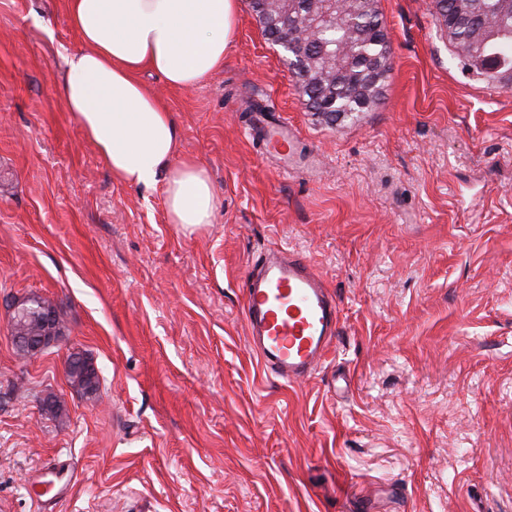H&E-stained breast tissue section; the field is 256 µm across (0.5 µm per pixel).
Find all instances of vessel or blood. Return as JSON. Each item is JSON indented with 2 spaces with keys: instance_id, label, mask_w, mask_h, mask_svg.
I'll return each instance as SVG.
<instances>
[{
  "instance_id": "obj_1",
  "label": "vessel or blood",
  "mask_w": 512,
  "mask_h": 512,
  "mask_svg": "<svg viewBox=\"0 0 512 512\" xmlns=\"http://www.w3.org/2000/svg\"><path fill=\"white\" fill-rule=\"evenodd\" d=\"M245 319L263 365L292 383L308 378L330 352L338 310L307 258L281 249L260 256L248 276Z\"/></svg>"
}]
</instances>
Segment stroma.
<instances>
[{"label":"stroma","instance_id":"stroma-1","mask_svg":"<svg viewBox=\"0 0 512 512\" xmlns=\"http://www.w3.org/2000/svg\"><path fill=\"white\" fill-rule=\"evenodd\" d=\"M378 7L391 71L341 123L306 110L245 4L214 76L143 73L218 197L190 235L67 112V0H0V512H512V87L464 71L431 0ZM256 103L294 157L262 149ZM270 248L306 256L339 308L332 352L291 384L247 336ZM31 294L65 333L25 357L10 303ZM76 352L96 394L68 381ZM37 476L69 488L36 497Z\"/></svg>","mask_w":512,"mask_h":512}]
</instances>
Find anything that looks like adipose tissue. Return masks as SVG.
<instances>
[{"label":"adipose tissue","instance_id":"adipose-tissue-1","mask_svg":"<svg viewBox=\"0 0 512 512\" xmlns=\"http://www.w3.org/2000/svg\"><path fill=\"white\" fill-rule=\"evenodd\" d=\"M83 48L64 59L68 112L129 185H162L169 223L188 234L213 220L214 186L198 162L177 160V131L143 71L191 88L224 66L239 0H68Z\"/></svg>","mask_w":512,"mask_h":512}]
</instances>
